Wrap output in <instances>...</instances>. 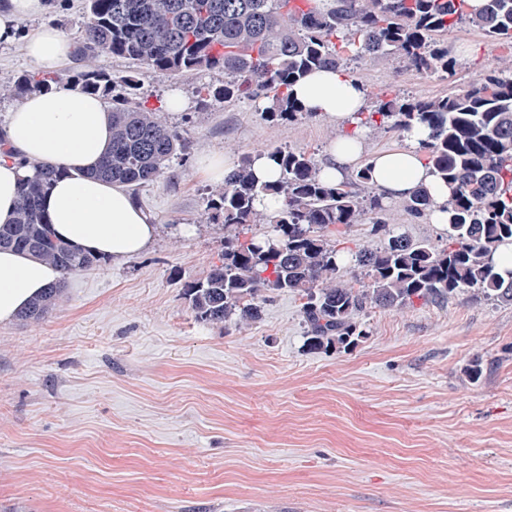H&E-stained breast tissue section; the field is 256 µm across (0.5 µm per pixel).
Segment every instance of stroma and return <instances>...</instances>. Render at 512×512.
I'll return each mask as SVG.
<instances>
[{
	"instance_id": "35a3bbf8",
	"label": "stroma",
	"mask_w": 512,
	"mask_h": 512,
	"mask_svg": "<svg viewBox=\"0 0 512 512\" xmlns=\"http://www.w3.org/2000/svg\"><path fill=\"white\" fill-rule=\"evenodd\" d=\"M45 20L74 37L83 0H53L22 28ZM448 46L469 53L443 79L389 58L350 74L372 98H430L512 72V50L477 28ZM141 83L184 93L166 119L189 154L133 194L157 226L142 253L70 276L40 323L0 324V512H512V306L466 292L372 308L364 339L320 353L295 293L250 324L197 322L184 286L224 242L199 157L285 147L323 161L341 129L272 123L249 101L199 107L220 72Z\"/></svg>"
}]
</instances>
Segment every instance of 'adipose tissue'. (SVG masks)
<instances>
[{
  "instance_id": "obj_1",
  "label": "adipose tissue",
  "mask_w": 512,
  "mask_h": 512,
  "mask_svg": "<svg viewBox=\"0 0 512 512\" xmlns=\"http://www.w3.org/2000/svg\"><path fill=\"white\" fill-rule=\"evenodd\" d=\"M48 8L47 0H0V43H12L20 22L40 17ZM74 50V42L52 24L41 25L24 45L27 62L44 73L57 71ZM292 93L303 109L344 126L367 109L362 85L337 70L311 73ZM0 135L13 152L0 158V224L15 216L21 180L28 173L21 165L26 159L63 171L45 195L43 209L64 242L118 261L142 252L153 240L155 224L126 187L89 175L111 146L110 117L100 98L75 90L32 94L9 112ZM427 136V129L413 127L402 147L368 156L365 130H350L331 148L322 169L337 182L364 160L386 198H402L423 186L440 202L448 188L420 158V143ZM59 277L58 270L29 254L1 251L0 322L13 319Z\"/></svg>"
}]
</instances>
